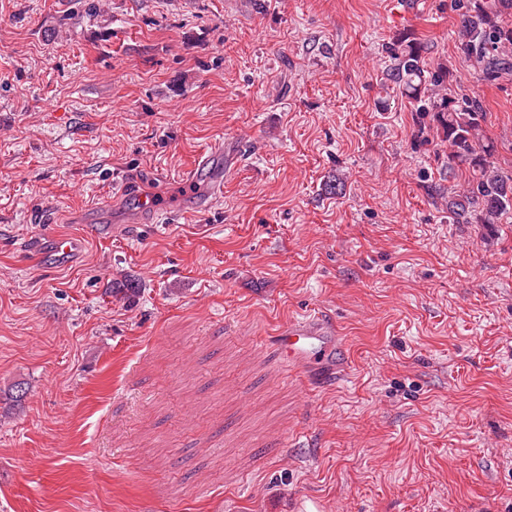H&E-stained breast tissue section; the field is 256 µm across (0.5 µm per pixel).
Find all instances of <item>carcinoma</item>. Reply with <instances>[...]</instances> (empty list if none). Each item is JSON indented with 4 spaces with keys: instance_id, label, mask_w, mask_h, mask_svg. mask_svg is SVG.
Segmentation results:
<instances>
[{
    "instance_id": "cac0c4a2",
    "label": "carcinoma",
    "mask_w": 512,
    "mask_h": 512,
    "mask_svg": "<svg viewBox=\"0 0 512 512\" xmlns=\"http://www.w3.org/2000/svg\"><path fill=\"white\" fill-rule=\"evenodd\" d=\"M457 48L479 68L480 77L496 81L512 72V0H458ZM392 64L387 79L412 99L420 129L433 124L448 142V163L468 169L465 189H448V214L455 224L490 226L512 210V173L497 166L495 145L484 140L486 112L474 96L442 97L436 88L448 72L424 69L425 47L397 38L387 47Z\"/></svg>"
}]
</instances>
